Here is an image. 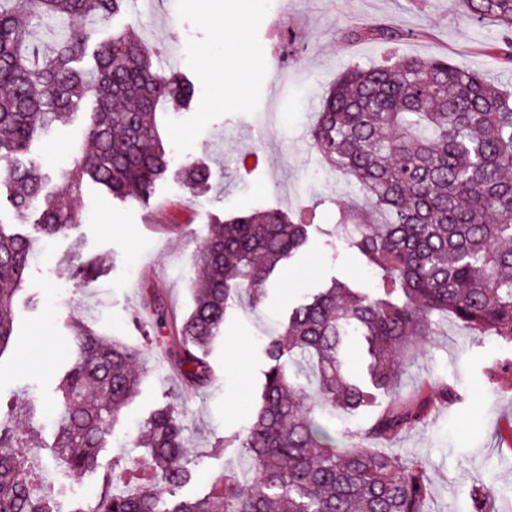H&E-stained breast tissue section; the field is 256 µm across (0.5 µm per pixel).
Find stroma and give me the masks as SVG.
I'll return each mask as SVG.
<instances>
[{
    "instance_id": "1",
    "label": "stroma",
    "mask_w": 512,
    "mask_h": 512,
    "mask_svg": "<svg viewBox=\"0 0 512 512\" xmlns=\"http://www.w3.org/2000/svg\"><path fill=\"white\" fill-rule=\"evenodd\" d=\"M247 18L243 38L253 63L244 95L212 83L207 70L223 56L224 18L207 0H136L97 27L99 38L133 29L160 49L162 67H173L197 86L191 108L169 115L161 138L174 166L206 163L212 189L194 197L175 177L160 182L150 205L113 198L86 183L74 205L83 221L68 235L41 239L33 224L10 209L0 222L33 237L40 263L30 266L13 302L14 334L0 353V423L16 418L15 408L35 403L39 415L56 404V386L73 357L72 327L80 323L98 335L140 348L145 367L137 395L123 409L99 454L96 470L74 475L49 461L51 425L40 427L45 482L54 488L62 512H81L112 479L115 460L133 461L140 422L158 405L175 403L186 425L193 472L184 497L208 492L238 451L218 446L244 426L258 402L266 365L262 336L279 330L289 309L331 278L372 288L360 257L334 249L336 213L351 197L334 174H321L309 130L324 92L348 64L379 63L388 53L428 57L443 54L512 91V69L501 67L493 51L496 31L466 19L456 0H233ZM378 22L399 38L346 42L349 29ZM278 112L282 133L270 138L263 125ZM85 114L42 136L33 160L66 167L83 143ZM315 208V228L307 251L284 264L257 307L231 310L224 335L211 345V385L186 392L177 375L160 365L163 340L135 327L145 306L183 317L193 306L191 277L203 237L214 217L276 208L294 214ZM98 260L100 271L87 285L74 280L67 265L73 250ZM50 344L52 352L41 349ZM456 387L461 400L432 408L426 423L379 450L419 461L430 484V512H471L469 491L477 479H492L497 505L512 501V451L500 436L512 427V345L473 340L455 319L440 321L405 359L397 385L410 395L426 376Z\"/></svg>"
}]
</instances>
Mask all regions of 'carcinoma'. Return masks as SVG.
<instances>
[{
	"label": "carcinoma",
	"instance_id": "cac0c4a2",
	"mask_svg": "<svg viewBox=\"0 0 512 512\" xmlns=\"http://www.w3.org/2000/svg\"><path fill=\"white\" fill-rule=\"evenodd\" d=\"M134 0H0V165L6 201L45 235L81 223L71 201L85 179L120 200L149 203L172 159L157 116L183 109L194 82L155 66L156 52L126 33L106 40L83 24L106 22ZM463 15L500 35L494 49L512 64V0H459ZM72 22L64 36L31 38L22 18ZM94 64L78 68L86 55ZM91 100L84 141L69 167L27 155L38 134L67 122ZM311 143L323 166L349 183L365 207L339 211L336 242L381 271L376 292L334 279L288 312L262 343L268 361L249 425L224 439L240 450L248 475L229 471L207 493L182 498L186 466L182 412L154 410L137 442L138 465L113 462L112 490L93 512H427L419 462L369 445L425 424L433 401L457 392L425 379L410 397L394 391L403 357L418 337L453 316L472 336L512 344V93L448 57L395 56L350 63L323 100ZM177 175L192 196L207 192L211 171L190 163ZM310 216L277 209L243 213L209 226L196 257L193 308L176 326L169 360L200 389L211 382L208 348L246 292L260 304L277 266L309 243ZM32 241L0 223V350L13 332L10 310L25 279ZM76 278L94 270L72 257ZM58 388V462L73 474L94 470L115 418L137 392L142 351L83 329ZM358 338L370 357L367 378L345 375L344 355ZM379 396L372 424L339 444L315 412L353 410ZM39 426L36 406L0 425V512H59L43 466L25 452ZM492 484L471 488L472 512H492Z\"/></svg>",
	"mask_w": 512,
	"mask_h": 512
}]
</instances>
